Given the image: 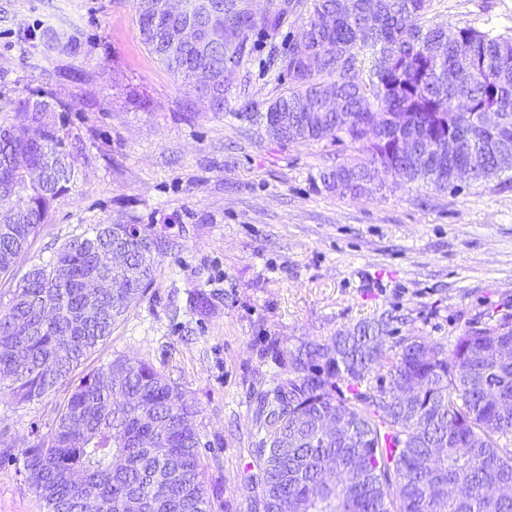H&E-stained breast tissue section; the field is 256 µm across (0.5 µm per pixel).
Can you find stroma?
I'll use <instances>...</instances> for the list:
<instances>
[{
	"label": "stroma",
	"mask_w": 512,
	"mask_h": 512,
	"mask_svg": "<svg viewBox=\"0 0 512 512\" xmlns=\"http://www.w3.org/2000/svg\"><path fill=\"white\" fill-rule=\"evenodd\" d=\"M284 2L253 0L257 16L283 17L250 32L214 112L142 43L134 0H0V125L17 100L48 101L74 167L0 300L89 225L170 239L153 283L71 381L118 356L163 372L199 408L214 512H248L255 497L257 398L288 376L270 344L293 352L393 313L385 350L402 336L450 350L468 327L512 314V173L446 192L384 174L381 189L342 197L322 175L360 158L350 141L283 143L238 116L243 99L263 112L288 91L274 59L302 28ZM428 18L511 36L512 0H432ZM56 37L71 50L51 49ZM67 397L62 387L21 403L0 388V446L37 443ZM0 512H46L22 460L0 461Z\"/></svg>",
	"instance_id": "35a3bbf8"
}]
</instances>
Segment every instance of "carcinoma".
<instances>
[{"instance_id": "obj_1", "label": "carcinoma", "mask_w": 512, "mask_h": 512, "mask_svg": "<svg viewBox=\"0 0 512 512\" xmlns=\"http://www.w3.org/2000/svg\"><path fill=\"white\" fill-rule=\"evenodd\" d=\"M432 0H299L308 14L302 38L281 60L292 86L267 112L241 106L240 116L266 122L288 143L348 138L363 153L323 177L341 196L372 191L379 167L400 181L436 191L455 187V171L468 156L458 141L482 144L476 183L512 171V37L472 27L447 30L427 23ZM237 0L224 11L200 14L196 0L178 19L135 0L142 42L169 68H205L212 81L195 91L214 112L257 21L240 14ZM336 15L332 29L322 26ZM187 20L224 23L225 44L208 53L175 48ZM341 99L342 113L324 107ZM494 109L508 125L486 132L459 115ZM15 122L0 126V212L20 223L0 225V278L9 275L53 204L68 191L74 169L65 137L49 125L46 102L21 99ZM288 113V127L269 125V113ZM408 123L398 129L392 117ZM438 142L428 157L403 155L404 136ZM55 150L41 183L28 167L42 162L38 142ZM123 235L127 267L112 268L116 288L101 304L109 314L82 332L70 314L83 306L76 284L62 285L59 261L82 277L93 269L89 248L74 244ZM170 241L134 224H95L71 236L52 261L30 267L11 298L0 304V382L29 402L68 383L71 373L112 335L152 283ZM390 325L382 318L308 342L288 356V378L260 395L256 420L265 432L248 466L257 489L255 512H512V360L499 351L512 344V314L470 326L453 354L419 336L398 341L390 354L377 343ZM198 410L153 365L115 358L71 388L54 429L21 450L31 487L47 512H213L200 456ZM343 416L348 436L324 438L321 422Z\"/></svg>"}]
</instances>
